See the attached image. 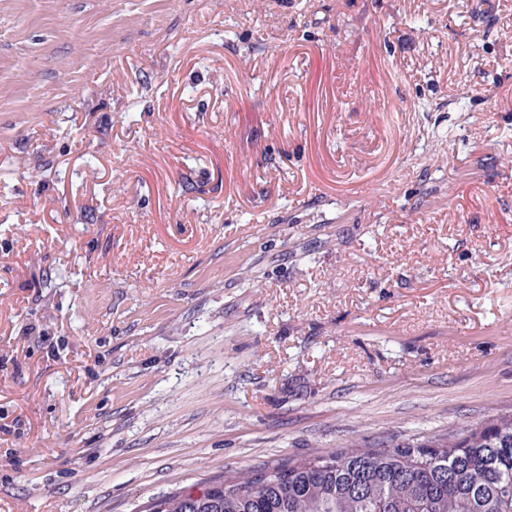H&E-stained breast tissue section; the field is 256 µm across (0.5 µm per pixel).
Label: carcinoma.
<instances>
[{"label":"carcinoma","instance_id":"cac0c4a2","mask_svg":"<svg viewBox=\"0 0 512 512\" xmlns=\"http://www.w3.org/2000/svg\"><path fill=\"white\" fill-rule=\"evenodd\" d=\"M154 512H512V412L445 438L342 448L213 479Z\"/></svg>","mask_w":512,"mask_h":512}]
</instances>
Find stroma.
Wrapping results in <instances>:
<instances>
[{
    "label": "stroma",
    "instance_id": "1",
    "mask_svg": "<svg viewBox=\"0 0 512 512\" xmlns=\"http://www.w3.org/2000/svg\"><path fill=\"white\" fill-rule=\"evenodd\" d=\"M512 410V0H0V512Z\"/></svg>",
    "mask_w": 512,
    "mask_h": 512
}]
</instances>
